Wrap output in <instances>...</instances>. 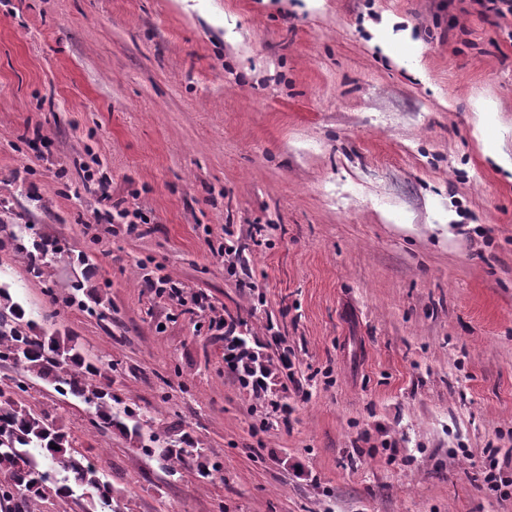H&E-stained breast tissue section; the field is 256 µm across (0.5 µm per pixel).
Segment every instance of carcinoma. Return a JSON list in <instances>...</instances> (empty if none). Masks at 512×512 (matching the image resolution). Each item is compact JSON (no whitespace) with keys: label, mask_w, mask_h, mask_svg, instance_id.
Masks as SVG:
<instances>
[{"label":"carcinoma","mask_w":512,"mask_h":512,"mask_svg":"<svg viewBox=\"0 0 512 512\" xmlns=\"http://www.w3.org/2000/svg\"><path fill=\"white\" fill-rule=\"evenodd\" d=\"M0 248L9 244L24 254L30 272L40 278L49 267L47 239L24 243L23 229L0 223ZM24 310L10 302L0 308V362L13 360L17 376L0 384V512H39V502L68 498L80 491L97 499L96 512H112V488L99 465L77 450L67 433L46 412L37 413L18 400L28 381L38 378L64 396L81 399L94 409L103 430L113 426L140 435L139 423L129 426L112 413V383L102 384V367L82 356L71 338L37 333L24 320ZM27 470L18 469L19 462Z\"/></svg>","instance_id":"cac0c4a2"}]
</instances>
